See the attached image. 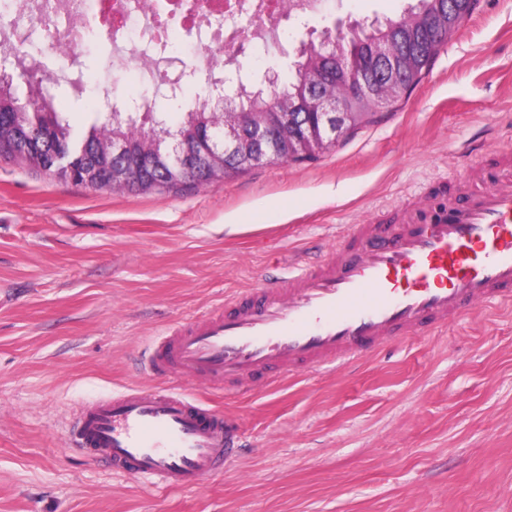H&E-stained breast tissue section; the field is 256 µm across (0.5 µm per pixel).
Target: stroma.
Masks as SVG:
<instances>
[{
	"instance_id": "35a3bbf8",
	"label": "stroma",
	"mask_w": 512,
	"mask_h": 512,
	"mask_svg": "<svg viewBox=\"0 0 512 512\" xmlns=\"http://www.w3.org/2000/svg\"><path fill=\"white\" fill-rule=\"evenodd\" d=\"M413 0H328L248 48L289 74L310 31ZM287 56H280V49ZM50 86L75 132L97 93L139 99L104 32ZM512 151V0H480L411 95L304 163L206 186L95 191L0 157V512H512V309L273 386L182 388L234 418L241 448L195 490L156 492L68 444L85 401L151 384L136 362L169 324L325 256L355 224L416 203L485 151Z\"/></svg>"
}]
</instances>
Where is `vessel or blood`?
Segmentation results:
<instances>
[{
    "label": "vessel or blood",
    "instance_id": "1",
    "mask_svg": "<svg viewBox=\"0 0 512 512\" xmlns=\"http://www.w3.org/2000/svg\"><path fill=\"white\" fill-rule=\"evenodd\" d=\"M478 302L512 304L511 152L430 186L391 220L352 225L327 257L171 325L143 361L160 385L82 405L69 444L153 487L199 488L231 462L236 427L169 379L227 392L248 377L273 383L432 334Z\"/></svg>",
    "mask_w": 512,
    "mask_h": 512
}]
</instances>
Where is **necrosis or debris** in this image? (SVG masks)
<instances>
[{"instance_id":"obj_1","label":"necrosis or debris","mask_w":512,"mask_h":512,"mask_svg":"<svg viewBox=\"0 0 512 512\" xmlns=\"http://www.w3.org/2000/svg\"><path fill=\"white\" fill-rule=\"evenodd\" d=\"M145 0H63L69 11L93 15L112 40V67L138 70L144 79L162 70L156 49L178 33L195 35L200 46H234L236 32L228 21L246 17L263 30L276 31L291 13L314 10L316 0H198L195 11L180 9L178 0L148 8Z\"/></svg>"}]
</instances>
